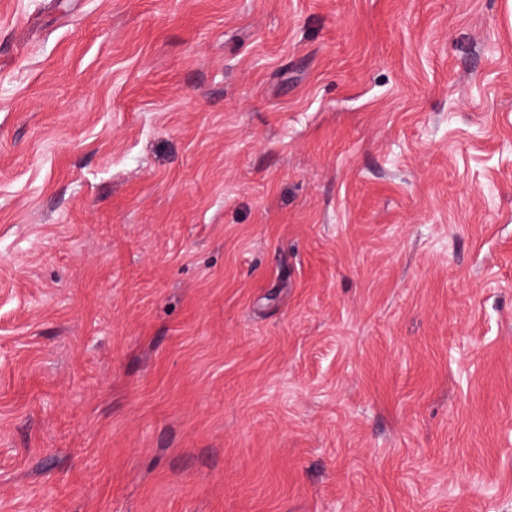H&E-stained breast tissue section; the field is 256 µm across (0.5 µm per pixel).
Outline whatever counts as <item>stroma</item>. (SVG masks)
<instances>
[{"mask_svg":"<svg viewBox=\"0 0 512 512\" xmlns=\"http://www.w3.org/2000/svg\"><path fill=\"white\" fill-rule=\"evenodd\" d=\"M0 512H512V0H0Z\"/></svg>","mask_w":512,"mask_h":512,"instance_id":"obj_1","label":"stroma"}]
</instances>
